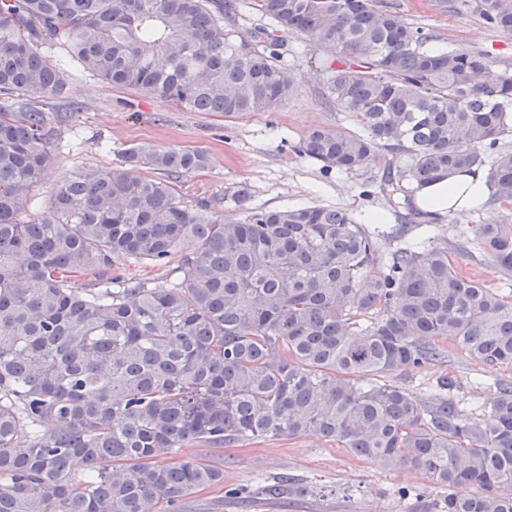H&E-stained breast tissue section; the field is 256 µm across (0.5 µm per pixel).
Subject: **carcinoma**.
I'll list each match as a JSON object with an SVG mask.
<instances>
[{"label":"carcinoma","instance_id":"1","mask_svg":"<svg viewBox=\"0 0 512 512\" xmlns=\"http://www.w3.org/2000/svg\"><path fill=\"white\" fill-rule=\"evenodd\" d=\"M253 6L265 24L244 34L237 0H0V512H179L224 479L182 449L311 430L424 472L448 490L439 512H512V383L474 412L450 377L426 398L387 381L435 360L440 339L512 367V296L462 274L448 240H406L410 196L390 202L406 210L393 248L344 209L252 208L243 188L242 218L226 220L175 188L208 166L204 150L139 144L119 167L74 172L49 215L29 211L56 136L44 105L67 83L43 49L181 110L238 118L296 91L279 51L288 33L339 62L326 101L358 128H313L299 153L341 174L378 164L391 193L482 170L493 200L512 202V151L498 149L511 66L487 82L485 53L434 48L377 0ZM461 8L512 31V0H448ZM478 246L511 282L512 228L480 225ZM116 255H175L176 277L74 287L70 274ZM264 492L309 489L285 478Z\"/></svg>","mask_w":512,"mask_h":512}]
</instances>
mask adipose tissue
Here are the masks:
<instances>
[{
    "mask_svg": "<svg viewBox=\"0 0 512 512\" xmlns=\"http://www.w3.org/2000/svg\"><path fill=\"white\" fill-rule=\"evenodd\" d=\"M489 193L483 174L459 173L420 190L417 202L426 213L442 216L482 207Z\"/></svg>",
    "mask_w": 512,
    "mask_h": 512,
    "instance_id": "ef3b65f1",
    "label": "adipose tissue"
}]
</instances>
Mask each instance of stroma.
<instances>
[{
	"label": "stroma",
	"mask_w": 512,
	"mask_h": 512,
	"mask_svg": "<svg viewBox=\"0 0 512 512\" xmlns=\"http://www.w3.org/2000/svg\"><path fill=\"white\" fill-rule=\"evenodd\" d=\"M405 24L437 36L440 46L464 45L487 52L496 65L512 63V35L487 31L470 11L452 13L443 0H379ZM285 60L298 78V90L269 112L227 119L210 112H187L136 90L117 88L70 64L63 93L49 103L58 130L53 158L35 193L37 214L49 211L62 180L84 167L109 169L120 164L124 149L140 143L161 148L205 150L206 169L183 175L177 189L185 201L218 203L225 217L238 216L229 199L246 186L249 204L266 209L321 205L348 210L358 220L369 213L387 215L380 230L395 233L398 222L388 216V195L374 181L375 169L345 175L324 172L319 163L294 147L311 128H350L345 113L323 102L327 56L299 36L285 38ZM448 249L460 269L486 286H500L476 249L474 230L480 224L512 225V204L437 219ZM168 267L115 258L106 275L139 281L162 280ZM100 270L76 277L75 285L100 282ZM441 356L423 368L398 377L413 395L425 396L440 377H453V394L463 403L486 397L495 383L511 382L512 369L484 363L456 343L443 340ZM224 481L193 493L182 512H429L444 496L420 470L387 469L359 458L341 444L309 432L293 438L239 441L220 451ZM282 476L308 485L306 497L289 500L265 495L264 486Z\"/></svg>",
	"instance_id": "1"
}]
</instances>
